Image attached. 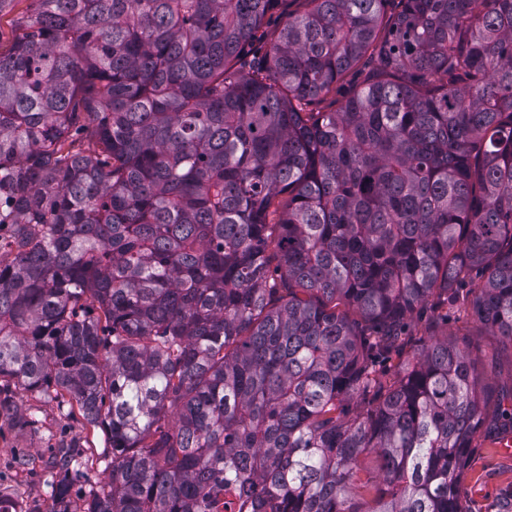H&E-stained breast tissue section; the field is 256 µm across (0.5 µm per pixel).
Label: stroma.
Instances as JSON below:
<instances>
[{"instance_id":"1","label":"stroma","mask_w":512,"mask_h":512,"mask_svg":"<svg viewBox=\"0 0 512 512\" xmlns=\"http://www.w3.org/2000/svg\"><path fill=\"white\" fill-rule=\"evenodd\" d=\"M483 280L480 272H471L460 285L458 301L449 306L447 319H440L437 311L425 310L422 317L409 319L408 333L420 337L425 326L432 324L439 334L454 339L470 336L478 344L481 358H491L497 340L477 320L472 304L471 290ZM17 404L21 413L35 418L36 425L22 429L7 422L0 424L1 499H16L18 512H46L51 500L45 462L52 451L75 438L84 450L83 475L74 482L72 495H81L89 484L107 478L111 455L104 431L87 426L81 416H65L57 402L50 399L25 394ZM462 487L470 512H494L500 493L512 488V453L476 439Z\"/></svg>"}]
</instances>
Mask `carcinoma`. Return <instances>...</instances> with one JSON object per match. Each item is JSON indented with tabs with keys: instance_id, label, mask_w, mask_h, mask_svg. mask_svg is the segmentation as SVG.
Here are the masks:
<instances>
[{
	"instance_id": "obj_1",
	"label": "carcinoma",
	"mask_w": 512,
	"mask_h": 512,
	"mask_svg": "<svg viewBox=\"0 0 512 512\" xmlns=\"http://www.w3.org/2000/svg\"><path fill=\"white\" fill-rule=\"evenodd\" d=\"M33 2L0 53V416L37 394L112 450L76 502L81 446L52 454L46 512H470L512 385L395 338L480 268L512 354V0H305L255 56L281 0ZM371 65H361L350 70L342 80L336 83V90L331 94L317 102L313 108L317 111H324L336 108V105L359 90L365 82L367 72Z\"/></svg>"
}]
</instances>
